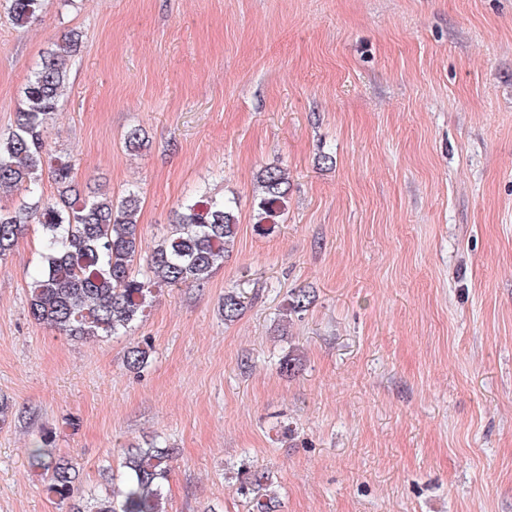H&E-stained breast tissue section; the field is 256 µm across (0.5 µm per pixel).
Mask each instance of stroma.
<instances>
[{
  "instance_id": "35a3bbf8",
  "label": "stroma",
  "mask_w": 512,
  "mask_h": 512,
  "mask_svg": "<svg viewBox=\"0 0 512 512\" xmlns=\"http://www.w3.org/2000/svg\"><path fill=\"white\" fill-rule=\"evenodd\" d=\"M72 30L48 143L75 181L138 190L147 249L203 191L236 200L238 230L207 281L155 290L108 339L30 318L38 226L0 260V512H63L28 465L41 439L98 490L155 435L179 450L167 512H247L243 462L283 512H512V0H51L27 27L0 10V133ZM270 163L291 190L263 234ZM298 288L315 301L287 315Z\"/></svg>"
}]
</instances>
